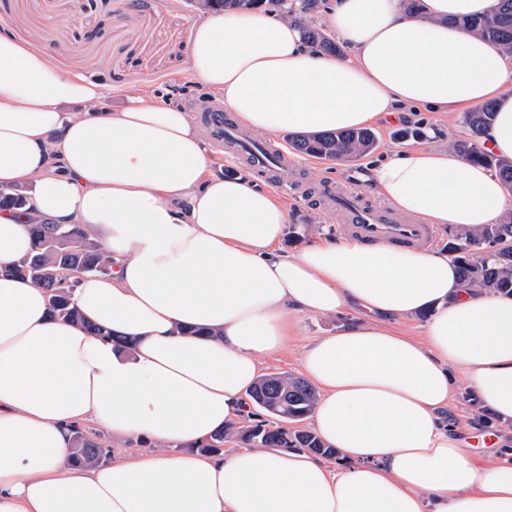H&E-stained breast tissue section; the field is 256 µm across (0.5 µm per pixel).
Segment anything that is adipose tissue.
I'll list each match as a JSON object with an SVG mask.
<instances>
[{
	"label": "adipose tissue",
	"mask_w": 512,
	"mask_h": 512,
	"mask_svg": "<svg viewBox=\"0 0 512 512\" xmlns=\"http://www.w3.org/2000/svg\"><path fill=\"white\" fill-rule=\"evenodd\" d=\"M493 4L331 0L343 59L280 15L213 13L187 62L256 133L492 102L481 141L512 158V54L447 23ZM107 94L0 31V186L33 185L35 216L104 246L111 274L77 276L72 299L115 335L51 318L43 288L4 275L32 240L0 213V512H512V451L477 464L447 418L463 387L512 423V296L469 287L444 250L325 237L286 251V209L215 174L189 112L140 94L105 112ZM371 188L437 226L474 230L512 208L494 172L450 149L401 150L374 165ZM423 310L424 335L404 333ZM298 314L354 317L301 360L339 464L300 449L198 452L245 417ZM85 420L152 449L68 466Z\"/></svg>",
	"instance_id": "obj_1"
}]
</instances>
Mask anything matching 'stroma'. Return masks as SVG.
Here are the masks:
<instances>
[{"label": "stroma", "mask_w": 512, "mask_h": 512, "mask_svg": "<svg viewBox=\"0 0 512 512\" xmlns=\"http://www.w3.org/2000/svg\"><path fill=\"white\" fill-rule=\"evenodd\" d=\"M201 18L187 0H0V29L11 30L31 49L46 53L51 65L84 70L106 86L104 107L111 112L122 110L131 93L179 104L190 113L213 100V93L191 74L185 57V46ZM374 130L378 144L373 152L352 164L304 157L298 185L277 192L288 211L286 250L296 251L337 232L335 219L321 211L312 194L318 183L343 180L354 166L371 170L377 161L407 147L445 148L466 135L461 113L430 109L378 123ZM349 321L346 315H297L287 350L266 361L265 373L300 374L305 347ZM448 417L454 426L469 431L480 463L488 461L484 434L494 435L499 447L512 448V426L494 423L467 389H459Z\"/></svg>", "instance_id": "stroma-1"}]
</instances>
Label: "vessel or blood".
<instances>
[{"label": "vessel or blood", "mask_w": 512, "mask_h": 512, "mask_svg": "<svg viewBox=\"0 0 512 512\" xmlns=\"http://www.w3.org/2000/svg\"><path fill=\"white\" fill-rule=\"evenodd\" d=\"M197 112L200 122L216 142L225 146L231 159H246L253 170L270 175L277 188L287 189L295 181L301 164L287 150L254 140L219 104H203ZM314 194L320 208L332 215L341 232L354 241L425 248L437 237L435 225L418 223L395 210L373 205L356 179L321 183Z\"/></svg>", "instance_id": "1"}]
</instances>
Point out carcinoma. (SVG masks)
Returning <instances> with one entry per match:
<instances>
[{"label":"carcinoma","mask_w":512,"mask_h":512,"mask_svg":"<svg viewBox=\"0 0 512 512\" xmlns=\"http://www.w3.org/2000/svg\"><path fill=\"white\" fill-rule=\"evenodd\" d=\"M190 6L206 14L211 11H250L261 8L266 0H189ZM299 26L302 39L324 53L338 52L336 43L307 23L306 15L316 0H273ZM459 24L479 36L512 51V0H496L490 13L466 18ZM494 116L493 106L466 112L463 124L468 137L454 143V148L468 161L486 165L512 193V159L500 158L479 145L483 130ZM291 144L298 152L325 160H349L372 152L376 134L367 128L340 129L315 135L294 134ZM28 192L23 188L0 191V209H8L28 224L35 240V250L22 258L12 272L29 278L48 295L50 315L69 320L81 318L72 303V278L75 274H99L112 270V263L102 244L84 236L72 224H51L38 220L27 207ZM448 252L459 264L461 278L470 286L512 293V218L487 224L478 230L460 229L448 242ZM254 406L273 421L257 420L249 425L234 426L215 434L200 445L203 452L220 450L229 441H239L252 448H300L313 455L331 457L335 449L317 434L291 428L313 410L315 390L303 379L286 373L268 374L251 390ZM102 443L79 428L73 431L71 463L82 466L101 459Z\"/></svg>","instance_id":"carcinoma-1"}]
</instances>
